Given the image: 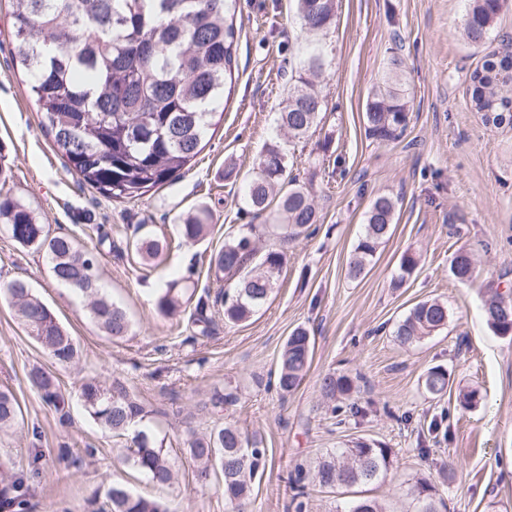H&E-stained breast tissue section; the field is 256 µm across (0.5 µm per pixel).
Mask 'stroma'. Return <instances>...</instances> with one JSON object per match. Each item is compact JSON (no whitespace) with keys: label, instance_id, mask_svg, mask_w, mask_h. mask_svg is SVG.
<instances>
[{"label":"stroma","instance_id":"35a3bbf8","mask_svg":"<svg viewBox=\"0 0 512 512\" xmlns=\"http://www.w3.org/2000/svg\"><path fill=\"white\" fill-rule=\"evenodd\" d=\"M238 7V73L195 163L142 196L112 199L66 168L41 127L29 77L15 60L10 5L0 0V174L51 233L96 249L100 281L132 324L124 339L103 336L84 300L52 280L45 259L0 231V282L28 280L82 352L79 364L55 363L0 302V390L12 391L23 410L22 420L0 432V462L18 472L41 453L28 512H87L88 498L115 481L162 495L176 512H225L221 488L195 487L185 437L172 422L182 412L196 431L209 430L215 419L203 404L213 390L229 388L238 400L225 420L267 450L253 512H290L294 468L357 438L393 449L386 477L363 494L394 512H412L405 490L420 471L431 474L446 512H512V336L495 335L483 314L487 286L512 290V126L485 123L470 106L469 75L483 54L462 37L467 0H338L335 25L313 36L302 32L294 0H239ZM312 47L330 62L331 75L319 84L322 121L298 141L278 117L291 68ZM396 47L406 63L410 122L401 140L384 145L366 137L363 112ZM272 143L287 152L289 174L313 188L315 233L289 245L270 299L248 321L228 325L216 313L204 332L188 313L160 316L155 298L169 275L215 288L210 256L231 227L254 223L244 187ZM382 194L398 200L394 232L364 276L350 280L347 259ZM200 207L212 212L206 236L147 269L133 241L148 233L173 239ZM461 249L475 259L474 283L450 271ZM408 252L419 263L402 281ZM432 298L447 301V328L401 345L397 323ZM299 326L314 340L313 361L300 387L285 395L276 387V361ZM36 366L55 372L65 413L29 385ZM435 366L450 374L438 398L422 387ZM333 373L350 376L357 390L331 408L319 383ZM87 377L122 379L139 395L173 447L178 484L157 490L123 461L128 437L94 422L79 400ZM463 389L478 390L476 407L460 405Z\"/></svg>","mask_w":512,"mask_h":512}]
</instances>
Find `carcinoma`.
<instances>
[{
	"instance_id": "cac0c4a2",
	"label": "carcinoma",
	"mask_w": 512,
	"mask_h": 512,
	"mask_svg": "<svg viewBox=\"0 0 512 512\" xmlns=\"http://www.w3.org/2000/svg\"><path fill=\"white\" fill-rule=\"evenodd\" d=\"M302 28L322 32L336 22V0H295ZM237 0H11L12 33L18 44L20 65L29 77V91L40 112L41 124L67 166L84 182L115 199L134 198L160 187L190 166L200 153L226 87L238 69ZM508 0H468L463 36L486 52L481 67L469 77L473 108L485 122L512 125V73L495 59L500 41L492 48V32ZM330 63L311 51L302 61L298 77L279 113L280 127L295 139L308 136L323 112V98L313 79ZM404 59L394 53L387 63L383 86L367 97L366 133L380 143H394L409 123L410 100L398 85ZM288 156L278 145H269L259 156L247 186L246 198L253 214L267 215L266 222L280 230L288 243L317 222L312 190L287 178ZM396 201L377 197L366 214L364 233L348 263L347 275L361 277L390 236ZM211 212L201 208L178 225L174 242L143 238L136 250L152 265L172 248L192 245L206 235ZM0 228L19 245L42 254L54 280L79 292L86 311L109 339H122L131 330L126 311L105 292L97 274L95 252L69 235H52L35 212L15 195L0 192ZM256 226L244 224L224 247L211 256L209 270L219 283L241 276L231 288L194 298L182 279H171L155 300L157 313L171 318L193 306L196 324H209V313L224 311V322L248 321L269 299L283 266L281 250L260 252ZM453 276L462 283L475 279L474 259L460 250L451 263ZM5 300L26 334L49 352L59 364H74L79 350L73 337L55 314L35 295L24 279L0 284ZM490 329L512 335V294L494 293L483 306ZM448 304L440 299L415 304L401 320L395 336L413 345L448 326ZM314 343L307 329L298 327L288 336L277 360V387L283 394L298 389L309 370ZM31 386L42 400L57 410L65 398L54 373L34 367L28 373ZM448 371L430 368L422 379L432 396L447 392ZM356 385L347 375L328 374L319 390L326 400L349 398ZM80 400L87 414L116 436L135 429L132 445L123 449L124 461L147 476L158 488L169 487L176 471L167 444L145 421L148 411L122 381L107 385L85 379ZM21 406L9 390H0V429L17 424ZM187 433L186 447L196 462L193 478L206 488L222 481L228 512H248L253 488L266 467L267 449L262 441L229 422H216L199 434L191 416L181 419ZM393 464L392 450L379 444L356 441L336 448L314 468L297 466L288 479L290 507L306 512L309 484L321 489L352 488L373 483ZM28 477L0 472V512H25ZM414 512H440L443 500L427 477H419L407 489ZM90 512H173L169 502L134 493L124 484H113L88 499ZM336 512H390L375 499L359 498Z\"/></svg>"
}]
</instances>
